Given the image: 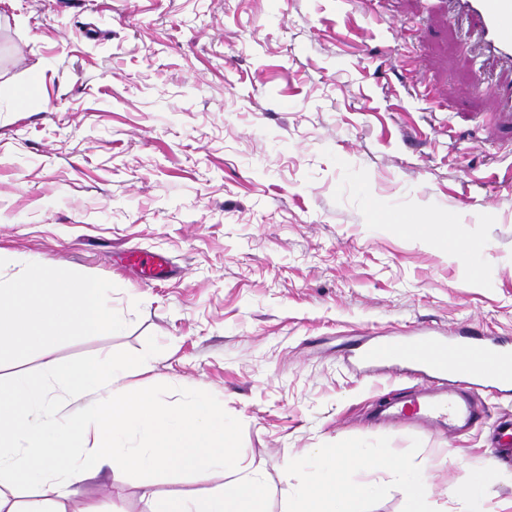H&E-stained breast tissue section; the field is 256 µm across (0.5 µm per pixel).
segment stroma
I'll return each instance as SVG.
<instances>
[{
	"instance_id": "stroma-1",
	"label": "stroma",
	"mask_w": 512,
	"mask_h": 512,
	"mask_svg": "<svg viewBox=\"0 0 512 512\" xmlns=\"http://www.w3.org/2000/svg\"><path fill=\"white\" fill-rule=\"evenodd\" d=\"M506 74L452 0H0V279L22 255L106 283L117 327L55 356H146L125 384L223 406L270 512L305 450L353 446L424 470L434 512H461L446 491L478 470L487 512H512L489 453L512 395L477 391L460 433L393 424L378 401L414 378L349 356L430 329L512 340V112L488 87ZM131 250L172 276L144 282ZM152 481L83 496L154 512L224 478Z\"/></svg>"
}]
</instances>
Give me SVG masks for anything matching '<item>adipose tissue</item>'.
Instances as JSON below:
<instances>
[{
    "label": "adipose tissue",
    "instance_id": "obj_1",
    "mask_svg": "<svg viewBox=\"0 0 512 512\" xmlns=\"http://www.w3.org/2000/svg\"><path fill=\"white\" fill-rule=\"evenodd\" d=\"M110 288L93 278L32 266L0 284V353L37 348V375L0 380V512H52L75 499L80 482L110 469L148 487V474L171 469L224 473V484L200 497L162 502L157 512H268L262 474L226 446L231 430L209 398L170 407L121 384L122 363L112 355L60 363L51 342L59 336L111 333ZM308 481L289 512H362L382 473L410 495L407 512H429L418 470L367 448H312Z\"/></svg>",
    "mask_w": 512,
    "mask_h": 512
}]
</instances>
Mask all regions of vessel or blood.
I'll return each mask as SVG.
<instances>
[{"label": "vessel or blood", "mask_w": 512, "mask_h": 512, "mask_svg": "<svg viewBox=\"0 0 512 512\" xmlns=\"http://www.w3.org/2000/svg\"><path fill=\"white\" fill-rule=\"evenodd\" d=\"M460 9L471 19L494 59L512 61V0H459ZM132 265L140 267L146 280L165 277L170 268L159 255L134 253ZM512 352L495 337L466 334L453 339L432 333L405 342L367 346L362 363L388 366L403 362L418 368L425 379L411 398L393 414L395 422L408 418L432 430L451 429L478 417L468 396L479 387L512 392Z\"/></svg>", "instance_id": "vessel-or-blood-1"}]
</instances>
